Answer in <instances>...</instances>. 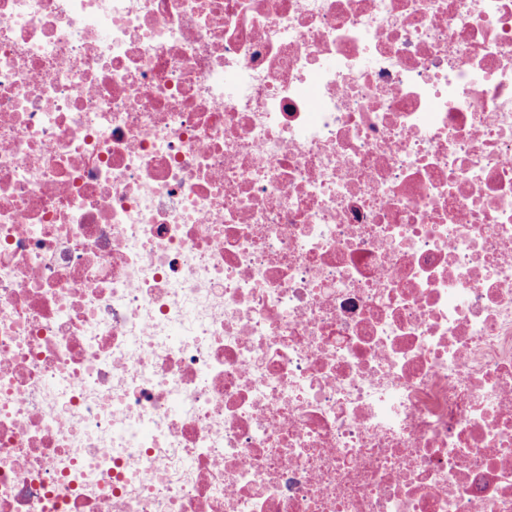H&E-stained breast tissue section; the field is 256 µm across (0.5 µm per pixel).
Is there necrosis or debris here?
Returning a JSON list of instances; mask_svg holds the SVG:
<instances>
[{
    "mask_svg": "<svg viewBox=\"0 0 512 512\" xmlns=\"http://www.w3.org/2000/svg\"><path fill=\"white\" fill-rule=\"evenodd\" d=\"M0 512H512V0H0Z\"/></svg>",
    "mask_w": 512,
    "mask_h": 512,
    "instance_id": "necrosis-or-debris-1",
    "label": "necrosis or debris"
}]
</instances>
